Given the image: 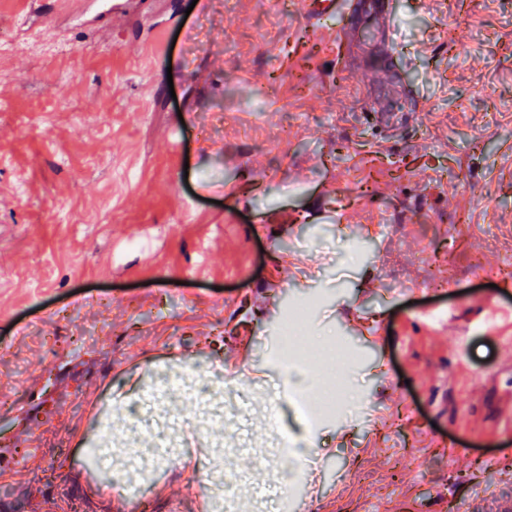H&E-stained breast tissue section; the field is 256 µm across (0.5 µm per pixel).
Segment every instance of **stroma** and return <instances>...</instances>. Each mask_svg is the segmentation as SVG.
<instances>
[{"label": "stroma", "instance_id": "stroma-1", "mask_svg": "<svg viewBox=\"0 0 512 512\" xmlns=\"http://www.w3.org/2000/svg\"><path fill=\"white\" fill-rule=\"evenodd\" d=\"M0 0V512H205L85 466L162 369L262 404L338 346L311 512L512 485V0Z\"/></svg>", "mask_w": 512, "mask_h": 512}]
</instances>
